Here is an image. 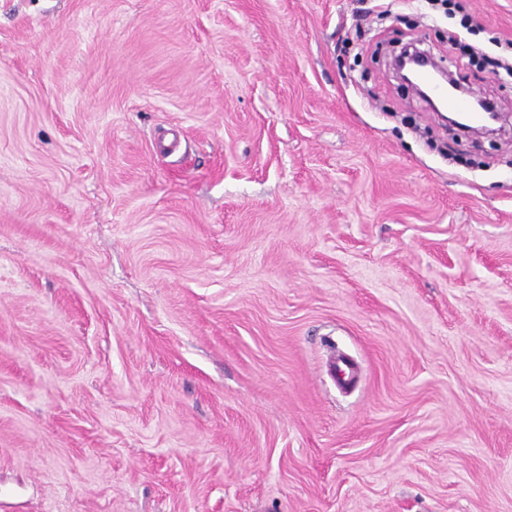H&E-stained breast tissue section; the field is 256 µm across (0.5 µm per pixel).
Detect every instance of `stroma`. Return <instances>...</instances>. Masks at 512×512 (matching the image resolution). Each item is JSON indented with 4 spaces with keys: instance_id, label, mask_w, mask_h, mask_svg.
<instances>
[{
    "instance_id": "stroma-1",
    "label": "stroma",
    "mask_w": 512,
    "mask_h": 512,
    "mask_svg": "<svg viewBox=\"0 0 512 512\" xmlns=\"http://www.w3.org/2000/svg\"><path fill=\"white\" fill-rule=\"evenodd\" d=\"M458 2L0 0V512H512V124L387 66L512 113ZM418 64H429L438 69L429 52L420 49L417 45L411 47H403L398 54L393 57L392 65L396 75L402 81L412 84L411 76L414 68Z\"/></svg>"
}]
</instances>
